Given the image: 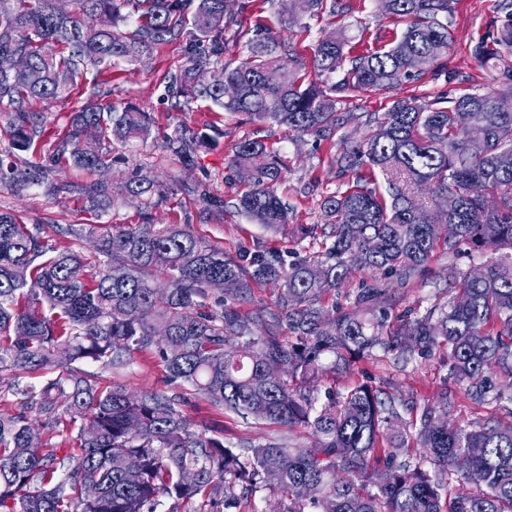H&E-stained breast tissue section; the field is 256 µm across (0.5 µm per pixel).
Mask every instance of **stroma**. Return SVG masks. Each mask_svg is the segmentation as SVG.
Segmentation results:
<instances>
[{"label":"stroma","mask_w":512,"mask_h":512,"mask_svg":"<svg viewBox=\"0 0 512 512\" xmlns=\"http://www.w3.org/2000/svg\"><path fill=\"white\" fill-rule=\"evenodd\" d=\"M499 2L453 0L448 14L453 42L437 68L395 90L368 89L353 93L339 103V112L348 117L367 112L380 114L394 100L406 96L433 100L493 88L492 68L480 63L473 50L498 17ZM350 4L352 9L348 13L336 16L324 11L287 25L283 22L289 9L287 0H229L232 23L226 35L223 61L238 62L247 55L248 39L270 34L289 50L295 67L311 82L317 78L313 59L319 39L343 27L356 50L376 49L390 43L394 33L404 28L403 23L379 16L375 0H350ZM185 46V40L179 39L159 47L141 63L115 59L85 67L67 99L33 104V111L45 113L47 117L46 135L43 142L17 152V160L42 161L46 143L67 129L72 112L87 104H109L118 110L133 105L149 112L153 118L150 137L132 152L116 147L105 181L120 187L126 175L136 170L143 177L167 183L171 189L170 200L154 211L155 223L189 225L196 238L223 246L225 255L231 259L237 258L242 249L256 245L284 254L319 251L320 237L302 234L301 228L326 224L321 207L324 198L346 190L360 179L366 186L387 193L388 185L382 173H370L365 166L343 172L333 164L334 155L343 149L340 139L319 141L272 122L250 121L245 115L224 111L201 98L188 103L172 97L167 91L166 77L184 65ZM181 126L209 139L191 167L183 166L164 148L167 137ZM245 137L260 140L280 153L282 178L275 190L290 207L289 223L284 230L274 231L257 224L237 207L248 186L240 180L229 159L234 145ZM203 191L223 201V210L214 215L202 214L199 194ZM0 212L13 214L22 224H139L143 221L138 205L123 196H116L111 211L100 216L86 210L77 198H55L46 195L38 185H0ZM480 264V259L465 252L438 253L429 263L425 277L405 290L404 305L426 306L435 302L448 288L449 266L466 271ZM82 368L100 372L104 383L122 387L134 396L156 390L183 396L181 410L192 426H210L221 431L228 445L271 440L301 449L314 445V438L305 427L288 428L252 418L245 420L230 410L213 406L190 387L170 382L164 363L152 351L134 354L119 369L104 370L90 361L83 363ZM447 373L442 355L436 354L401 369L362 360L351 372L327 374L322 383L343 391L358 381H389L403 392L429 397L441 389Z\"/></svg>","instance_id":"1"}]
</instances>
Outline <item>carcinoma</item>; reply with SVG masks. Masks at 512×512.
<instances>
[{
    "label": "carcinoma",
    "instance_id": "1",
    "mask_svg": "<svg viewBox=\"0 0 512 512\" xmlns=\"http://www.w3.org/2000/svg\"><path fill=\"white\" fill-rule=\"evenodd\" d=\"M73 2L62 16L50 0H0V103L13 107L8 133L17 150L45 135L46 119L30 111L31 102L64 98L89 63L140 61L176 40L191 5L193 42L185 64L168 76L169 91L318 140L344 127L337 104L350 93L417 79L452 42L451 0H376L381 15L411 23L388 49L359 56L346 51L342 31L319 40L318 73L343 71L327 89L304 84L270 37L249 40V58L222 66L203 86L198 72L226 50L227 0ZM323 7L324 0H292L286 22ZM499 11L474 47L484 63L512 56V0ZM135 12L141 24L121 31ZM101 14L107 29L97 26ZM496 81V91L431 103L399 98L383 115L368 116L371 130L336 163L384 172L390 199L357 185L326 197L322 250L296 252L289 262L259 246L228 259L181 224L153 223L151 211L166 203L168 189L138 174L124 184L144 211L142 224H57L64 241L51 243L44 225L0 212V369L58 370L41 384L7 387L23 404L18 413H0V512H160L165 504V512H180L197 500L240 512L267 489L281 497L278 512H512V384L493 379L498 371L512 375V111L497 107L512 100V67L497 71ZM226 84L238 96L224 97ZM474 109L481 119L470 123ZM151 125L150 114L134 106L87 105L40 164L0 157V183L43 184L52 196H76L105 212L114 203L106 185L58 183L50 173L64 163L109 166L113 143L132 147ZM472 137L484 141V155L469 153ZM202 144L185 128L166 140L185 165L195 163ZM231 164L251 184L238 207L259 224L288 223V206L272 189L279 156L245 138ZM424 183L448 206L431 210L406 192ZM90 238L95 261L74 249ZM462 244L487 257L482 275L450 266L447 301L395 312V287L423 277L438 249L453 254ZM158 271L171 279L165 295L154 283ZM356 274L361 282L345 292L348 305L328 304ZM31 280L41 284L36 293L26 288ZM267 285L277 288V311L241 313L239 304ZM443 347L448 378L471 403V417L460 422L446 387L422 400L388 382L319 395L328 358L333 369L361 359L404 368ZM145 350L157 353L170 380L211 404L245 420L304 425L317 446H227L215 431L191 427L178 396L131 397L71 367L92 361L118 369ZM62 424L77 428L63 454L40 433Z\"/></svg>",
    "mask_w": 512,
    "mask_h": 512
}]
</instances>
